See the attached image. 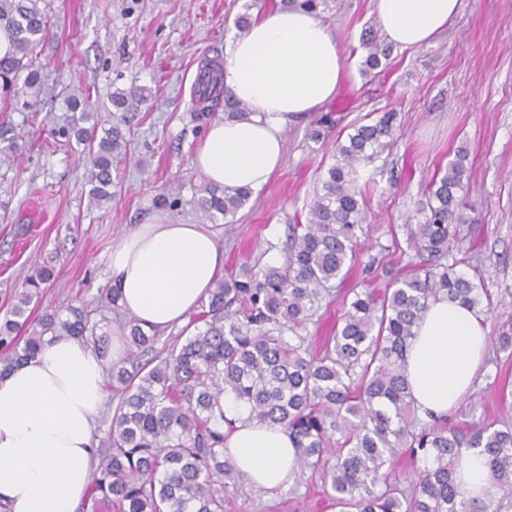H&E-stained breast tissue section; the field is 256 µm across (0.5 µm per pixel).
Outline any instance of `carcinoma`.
<instances>
[{"mask_svg":"<svg viewBox=\"0 0 512 512\" xmlns=\"http://www.w3.org/2000/svg\"><path fill=\"white\" fill-rule=\"evenodd\" d=\"M0 27L12 37V53L0 58V76L27 72L24 86L39 84L35 51L49 34L38 0H0ZM365 66L374 69L388 51L371 31L362 39ZM151 97L132 85L112 94L121 112L109 129L84 127L88 101L74 100L68 136L85 145L90 198L111 197L110 188L126 155L123 128ZM196 119L224 108L227 118L245 107L224 91L219 63L199 72ZM394 116L354 125L336 146L322 193L309 208L308 222L291 227L284 264H244L230 278L217 280L190 321L194 332L167 355L154 351L155 331L130 318L122 324L126 356L110 367V384L119 395L97 454L103 467L88 488L92 512H224V479L234 474L224 456V398L249 404L252 418L288 431L299 450L296 466L318 469L340 512H503L512 507V424L472 425L466 430L426 413L418 418L404 375L414 329L427 302L446 296L479 313L491 310L482 283L448 264V244L463 238L466 220L458 211L467 154L460 150L444 174L431 182L417 209L421 220L405 225L407 241L429 265L396 282L377 297L354 292L333 345L312 354L298 330L311 321L357 259L366 214L357 188L360 168L374 163L393 134ZM251 191L207 187L198 200L202 219L234 217ZM50 264L36 267L15 292L0 321V374L34 357L47 337H69L107 354V334L94 309L81 302L66 313L44 312L32 319ZM246 305L242 313L231 310ZM487 458L490 486L483 500L458 498L454 470L462 449ZM410 453L422 463L409 490L398 487L394 458Z\"/></svg>","mask_w":512,"mask_h":512,"instance_id":"obj_1","label":"carcinoma"}]
</instances>
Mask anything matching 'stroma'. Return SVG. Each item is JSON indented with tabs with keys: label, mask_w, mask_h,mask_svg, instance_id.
Returning <instances> with one entry per match:
<instances>
[{
	"label": "stroma",
	"mask_w": 512,
	"mask_h": 512,
	"mask_svg": "<svg viewBox=\"0 0 512 512\" xmlns=\"http://www.w3.org/2000/svg\"><path fill=\"white\" fill-rule=\"evenodd\" d=\"M278 0H40L50 36L37 49L41 87L37 107L0 90V317L33 271L52 259L55 279L40 310L75 298H103L111 285L107 257L123 234L163 215L200 221L197 200L206 184L192 158L207 125L194 117L201 65L222 56L239 15H261ZM336 37L345 78L319 111L288 119L281 168L254 191L233 222L213 230L225 272L258 260H285L288 227L304 223L333 164L337 139L350 125L385 112L394 132L358 180L368 219L361 252L333 301L301 328L313 351L334 336L351 288L383 291L411 276L419 257L406 243V225L426 187L458 150L467 153L468 185L459 210L470 231L451 258L483 280L494 307L483 314L490 344L472 392L449 411L450 425L512 422V349L495 344L512 336V0H461L459 16L432 43L393 49L386 66L365 71V29L375 26L371 0H332L321 15ZM151 90L134 122L120 181L103 205L89 198L82 147L67 141L70 96L84 94L91 116L110 127L119 115L112 93L130 85ZM320 139H313V130ZM175 198L159 207L160 195ZM224 512H338L320 472L297 473L276 492L228 488Z\"/></svg>",
	"instance_id": "stroma-1"
}]
</instances>
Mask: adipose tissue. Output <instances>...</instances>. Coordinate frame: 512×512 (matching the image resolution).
Listing matches in <instances>:
<instances>
[{"instance_id": "obj_1", "label": "adipose tissue", "mask_w": 512, "mask_h": 512, "mask_svg": "<svg viewBox=\"0 0 512 512\" xmlns=\"http://www.w3.org/2000/svg\"><path fill=\"white\" fill-rule=\"evenodd\" d=\"M373 3L381 32L402 49L430 43L461 6V0ZM221 65L225 87L246 113L213 121L193 164L211 183L258 190L281 164L284 123L335 97L344 62L320 18L279 7L240 30ZM108 267L119 306L144 328L165 330L206 297L224 268V252L208 225L159 216L124 235ZM487 345L476 311L444 297L430 300L405 362L420 411L446 416L469 393ZM123 355L117 333L107 358L93 345L57 339L0 376V501L10 512H74L92 477L106 362ZM224 414L233 421L224 446L236 474L269 492L292 483L298 450L287 431L251 419L248 405L230 397ZM489 478L486 458L462 451L454 474L459 497L485 499Z\"/></svg>"}]
</instances>
